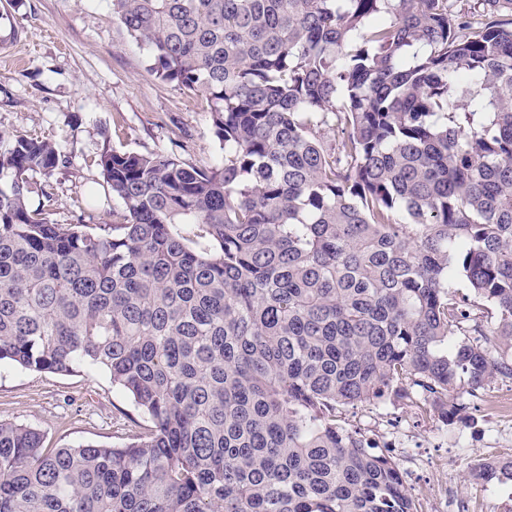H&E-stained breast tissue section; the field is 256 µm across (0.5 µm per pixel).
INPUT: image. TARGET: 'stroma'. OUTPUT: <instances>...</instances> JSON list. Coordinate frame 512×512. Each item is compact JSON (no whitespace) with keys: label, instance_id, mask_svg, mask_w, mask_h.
Here are the masks:
<instances>
[{"label":"stroma","instance_id":"obj_1","mask_svg":"<svg viewBox=\"0 0 512 512\" xmlns=\"http://www.w3.org/2000/svg\"><path fill=\"white\" fill-rule=\"evenodd\" d=\"M0 133L56 141L67 162L50 180L61 224L119 221L123 207L103 193L83 201L103 180L94 164L105 149L175 151L193 164L222 150L204 97L157 78L145 51L112 14L109 0H0ZM512 381L498 379L468 403L472 425L446 424L414 407L390 405L348 413L373 441L388 447L422 512H448L452 488L464 512H504L512 483L466 482L475 465L512 457ZM0 420L42 431L47 449L128 442L148 422L108 375L35 372L0 365Z\"/></svg>","mask_w":512,"mask_h":512}]
</instances>
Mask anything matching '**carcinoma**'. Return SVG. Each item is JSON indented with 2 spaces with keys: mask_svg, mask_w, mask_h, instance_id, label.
Instances as JSON below:
<instances>
[{
  "mask_svg": "<svg viewBox=\"0 0 512 512\" xmlns=\"http://www.w3.org/2000/svg\"><path fill=\"white\" fill-rule=\"evenodd\" d=\"M110 2L224 155L106 149L123 221L60 224V146L0 135V365L149 422L48 453L0 420V512H421L342 413L512 380V0Z\"/></svg>",
  "mask_w": 512,
  "mask_h": 512,
  "instance_id": "carcinoma-1",
  "label": "carcinoma"
}]
</instances>
